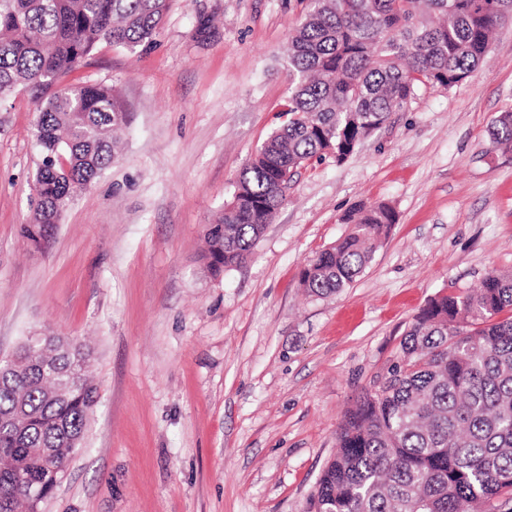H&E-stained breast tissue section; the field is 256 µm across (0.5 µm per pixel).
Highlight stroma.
I'll list each match as a JSON object with an SVG mask.
<instances>
[{"label": "stroma", "mask_w": 512, "mask_h": 512, "mask_svg": "<svg viewBox=\"0 0 512 512\" xmlns=\"http://www.w3.org/2000/svg\"><path fill=\"white\" fill-rule=\"evenodd\" d=\"M307 0H171L154 43L101 45L64 84L113 86L119 155L77 191L48 252L20 233L35 203V105L0 98V357L27 337L85 340L98 402L45 512H312L359 396L400 362L430 298L512 272V24L473 75L420 90L343 162L299 169L241 265L212 276L203 230L279 125L284 47ZM213 15L216 35L194 36ZM360 202L398 222L340 293L299 286ZM488 135L492 146L512 149V112L500 113L491 122Z\"/></svg>", "instance_id": "stroma-1"}]
</instances>
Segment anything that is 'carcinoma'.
Returning a JSON list of instances; mask_svg holds the SVG:
<instances>
[{
	"label": "carcinoma",
	"mask_w": 512,
	"mask_h": 512,
	"mask_svg": "<svg viewBox=\"0 0 512 512\" xmlns=\"http://www.w3.org/2000/svg\"><path fill=\"white\" fill-rule=\"evenodd\" d=\"M169 0H0V97L29 92L37 112V202L21 235L46 249L75 191L116 157L128 113L102 83L60 87L106 43L149 46ZM512 0H310L286 47L294 88L282 122L238 176L202 259L219 276L252 255L286 198L287 172L345 161L422 88L471 77ZM512 149V112L488 130ZM349 233L312 258L300 286L313 297L349 287L393 224L385 204H359ZM379 391L344 416L315 512H494L512 503V273L430 299ZM91 350L63 336L27 339L0 363V512H36L82 447L97 403Z\"/></svg>",
	"instance_id": "carcinoma-1"
}]
</instances>
